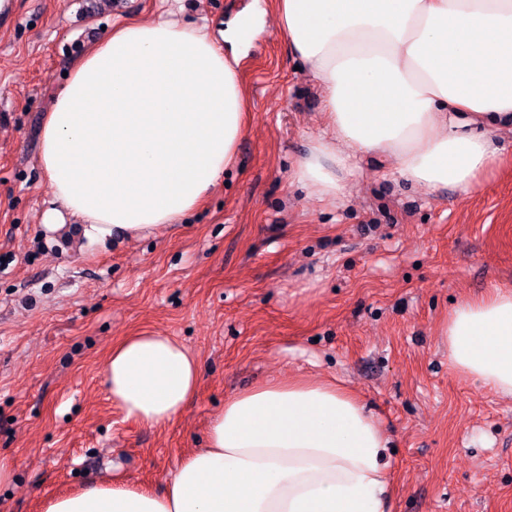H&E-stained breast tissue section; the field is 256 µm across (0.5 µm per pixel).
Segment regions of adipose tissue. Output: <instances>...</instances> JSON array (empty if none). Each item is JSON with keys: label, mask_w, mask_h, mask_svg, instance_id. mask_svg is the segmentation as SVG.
I'll return each mask as SVG.
<instances>
[{"label": "adipose tissue", "mask_w": 512, "mask_h": 512, "mask_svg": "<svg viewBox=\"0 0 512 512\" xmlns=\"http://www.w3.org/2000/svg\"><path fill=\"white\" fill-rule=\"evenodd\" d=\"M279 31L322 96L325 136L290 178L310 197H347L353 158L388 157L429 190L476 189L512 132V0H277ZM238 72L209 24L169 14L113 23L59 88L40 133L52 206L42 223L90 239L146 238L188 219L233 166L247 132ZM442 334L461 377L512 395V290L459 303ZM104 384L127 419L171 424L199 387L174 337H126ZM383 427L335 381L270 380L224 400L206 445L163 493L103 482L44 512H387Z\"/></svg>", "instance_id": "1"}]
</instances>
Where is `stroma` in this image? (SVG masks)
Segmentation results:
<instances>
[{"instance_id": "35a3bbf8", "label": "stroma", "mask_w": 512, "mask_h": 512, "mask_svg": "<svg viewBox=\"0 0 512 512\" xmlns=\"http://www.w3.org/2000/svg\"><path fill=\"white\" fill-rule=\"evenodd\" d=\"M266 9L240 58L249 129L200 212L140 240L47 231L38 162L64 72L112 23L164 0H11L0 16V454L16 462L0 512L120 478L163 492L203 447L225 397L299 374L336 379L388 438V512H512V396L461 379L440 334L455 301L512 289V133L472 192L431 191L362 157L348 200L289 174L323 131L321 95L288 51L273 0H176L182 19ZM153 332L199 359L196 397L163 428L126 419L102 371Z\"/></svg>"}]
</instances>
